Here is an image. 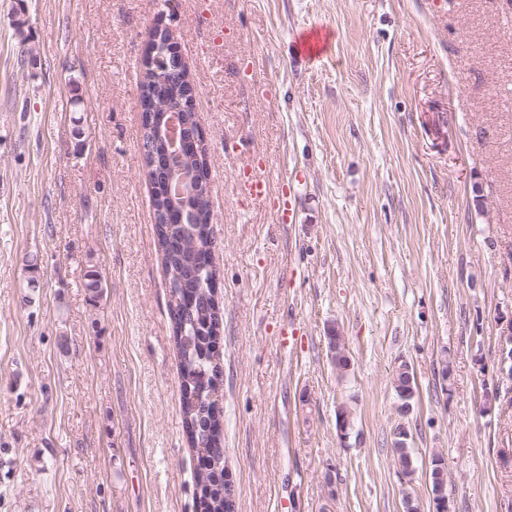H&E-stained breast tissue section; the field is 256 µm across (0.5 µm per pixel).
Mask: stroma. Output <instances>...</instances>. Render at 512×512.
Wrapping results in <instances>:
<instances>
[{"label": "stroma", "mask_w": 512, "mask_h": 512, "mask_svg": "<svg viewBox=\"0 0 512 512\" xmlns=\"http://www.w3.org/2000/svg\"><path fill=\"white\" fill-rule=\"evenodd\" d=\"M160 17L209 152L237 512H435V453L449 512H512L506 0H0V512H196L142 156Z\"/></svg>", "instance_id": "obj_1"}]
</instances>
